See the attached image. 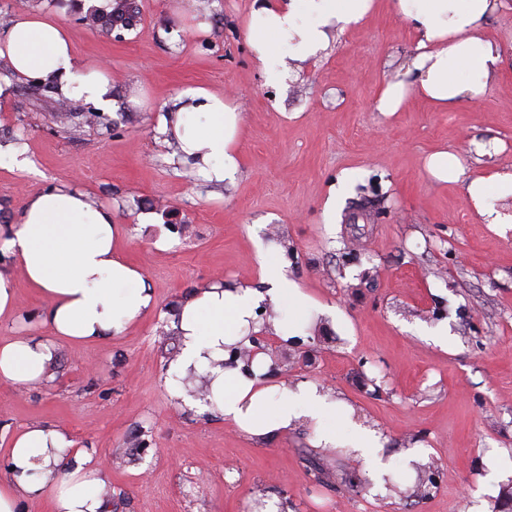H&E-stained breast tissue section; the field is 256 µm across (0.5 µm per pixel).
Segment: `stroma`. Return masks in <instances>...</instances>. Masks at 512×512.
<instances>
[{
    "label": "stroma",
    "instance_id": "35a3bbf8",
    "mask_svg": "<svg viewBox=\"0 0 512 512\" xmlns=\"http://www.w3.org/2000/svg\"><path fill=\"white\" fill-rule=\"evenodd\" d=\"M96 0H0V32L21 13L57 18L76 56L105 64L116 103L103 125L52 119L40 90L0 58V226L25 197L74 179L127 230L124 247L154 308L125 336L62 346L54 378L18 390L0 381V480L14 432L66 430L110 464L111 512H258L270 496L290 512H512V477L486 493L487 456L512 462V224H487L462 185L431 177L427 157L457 152L470 174L512 170V59L464 107L410 99L376 108L414 47L387 11L337 34L285 86H267L242 35L251 0H139L133 28L84 23ZM208 35L193 34L195 17ZM198 84L231 96L243 115L233 179L194 173L162 118ZM140 95L142 105L128 102ZM355 176L323 221L332 183ZM335 317L274 338L291 375L315 383L376 431L384 456L420 454L413 477L375 487L344 448L314 445L303 422L265 440L223 418L180 408L166 385L178 346L170 303L214 280L265 293L261 259ZM448 327V344L421 335Z\"/></svg>",
    "mask_w": 512,
    "mask_h": 512
}]
</instances>
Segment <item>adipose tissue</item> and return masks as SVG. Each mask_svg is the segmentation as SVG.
Returning a JSON list of instances; mask_svg holds the SVG:
<instances>
[{
    "mask_svg": "<svg viewBox=\"0 0 512 512\" xmlns=\"http://www.w3.org/2000/svg\"><path fill=\"white\" fill-rule=\"evenodd\" d=\"M377 6L378 0H251L243 37L266 83L277 85L326 50L334 32L359 24ZM498 6V0H388L392 15L413 31L409 69L416 79L385 83L379 112L393 115L414 96L439 111L480 96L512 52L484 34ZM0 58L18 78L53 84L57 97L104 110L114 105L111 78L77 59L56 19L26 14L13 20L0 35ZM165 124L181 158L208 180L220 182L237 171L242 117L230 97L185 87ZM426 169L438 181L464 183L485 223L512 224V213L496 208L497 201L512 198V171L470 176L459 155L448 150L430 155ZM124 236L111 209L97 205L74 182L25 198L18 222L0 233V253L15 261L14 270L0 269V316L18 310L16 281L24 279L46 301L35 325L47 333L0 343L1 381L23 389L47 383L59 346L111 341L153 308L142 272L124 256ZM262 279L274 311L287 312L289 322L308 325L324 316V308L313 305L278 263H263ZM255 319L250 289L220 282L196 288L176 321L180 347L168 366L171 395L188 409L222 416L260 439L313 420L316 447L347 445L379 480L412 469L410 458L383 460L375 431L358 424L330 390L312 383L265 384L266 354L256 355L248 374L225 367V345L248 336ZM8 463L0 512H23L24 503L36 501L47 503L49 512H108L106 464L60 428L33 424L17 432Z\"/></svg>",
    "mask_w": 512,
    "mask_h": 512,
    "instance_id": "adipose-tissue-1",
    "label": "adipose tissue"
}]
</instances>
